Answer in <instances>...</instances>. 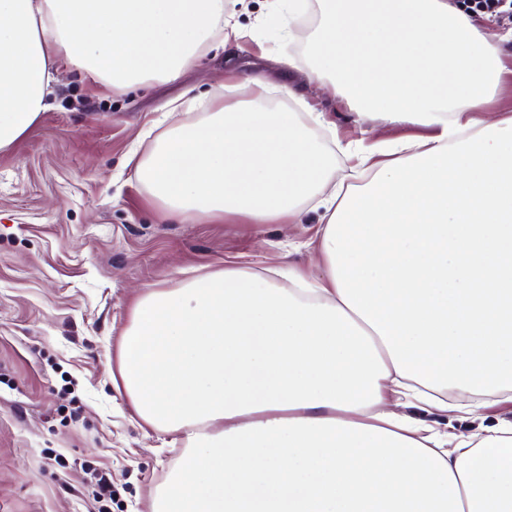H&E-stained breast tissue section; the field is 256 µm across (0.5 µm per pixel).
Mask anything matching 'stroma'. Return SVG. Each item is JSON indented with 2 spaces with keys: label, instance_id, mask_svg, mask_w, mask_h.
Segmentation results:
<instances>
[{
  "label": "stroma",
  "instance_id": "35a3bbf8",
  "mask_svg": "<svg viewBox=\"0 0 512 512\" xmlns=\"http://www.w3.org/2000/svg\"><path fill=\"white\" fill-rule=\"evenodd\" d=\"M286 0H224L243 31L213 35L206 55L171 81L128 89L92 87L69 66L55 73L50 107L0 152V512H97V476L112 512H149L150 495L179 462L183 444L138 416L118 371L119 340L149 286L175 288L197 272L230 265L321 273V209L294 224L165 219L134 177L132 150L147 154L157 123L186 120L169 101L236 87L250 98L259 76L286 85L305 112H320L337 138L332 166H354V149L427 136L356 112L318 78L302 52L315 14L293 38L272 28ZM449 433L512 420V403L488 399L480 423L435 413Z\"/></svg>",
  "mask_w": 512,
  "mask_h": 512
}]
</instances>
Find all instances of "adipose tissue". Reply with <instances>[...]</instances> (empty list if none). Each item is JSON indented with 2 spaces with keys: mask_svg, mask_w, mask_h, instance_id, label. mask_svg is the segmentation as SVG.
<instances>
[{
  "mask_svg": "<svg viewBox=\"0 0 512 512\" xmlns=\"http://www.w3.org/2000/svg\"><path fill=\"white\" fill-rule=\"evenodd\" d=\"M308 54L360 117L430 128L330 157L269 90L166 128L134 169L169 217L323 211V276L227 267L142 291L119 353L151 428L184 442L150 512H512V422L448 436L454 388L512 402V117L487 112L503 43L458 0H318ZM224 0H0V151L62 63L97 85L170 80L224 31Z\"/></svg>",
  "mask_w": 512,
  "mask_h": 512,
  "instance_id": "1",
  "label": "adipose tissue"
}]
</instances>
